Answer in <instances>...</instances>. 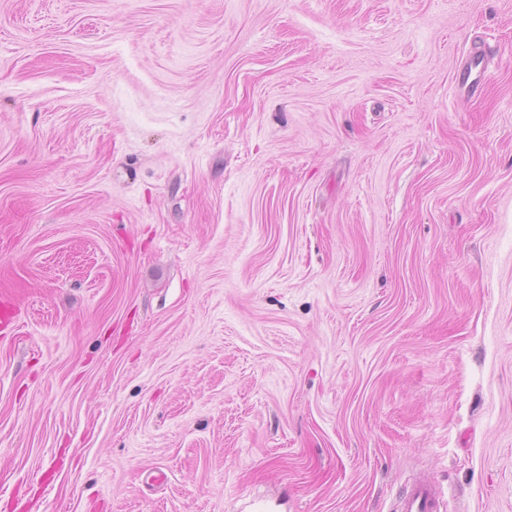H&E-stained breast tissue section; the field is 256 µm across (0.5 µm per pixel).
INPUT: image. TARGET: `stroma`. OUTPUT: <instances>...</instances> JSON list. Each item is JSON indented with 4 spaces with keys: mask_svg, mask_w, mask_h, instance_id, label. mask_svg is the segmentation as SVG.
Segmentation results:
<instances>
[{
    "mask_svg": "<svg viewBox=\"0 0 512 512\" xmlns=\"http://www.w3.org/2000/svg\"><path fill=\"white\" fill-rule=\"evenodd\" d=\"M0 512H512V0H0ZM442 503L443 493L434 483L417 479L399 494L395 512H440Z\"/></svg>",
    "mask_w": 512,
    "mask_h": 512,
    "instance_id": "stroma-1",
    "label": "stroma"
}]
</instances>
